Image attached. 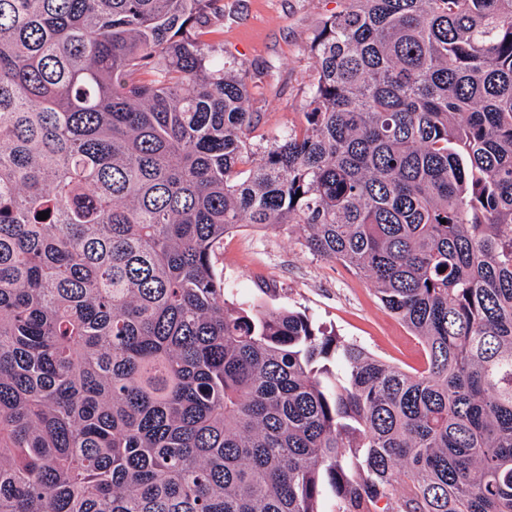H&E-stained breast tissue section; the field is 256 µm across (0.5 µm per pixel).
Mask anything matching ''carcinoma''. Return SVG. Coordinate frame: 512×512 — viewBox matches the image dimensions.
Masks as SVG:
<instances>
[{"mask_svg": "<svg viewBox=\"0 0 512 512\" xmlns=\"http://www.w3.org/2000/svg\"><path fill=\"white\" fill-rule=\"evenodd\" d=\"M217 2L0 0V512H512V0H347L259 159ZM242 224L421 368L228 301Z\"/></svg>", "mask_w": 512, "mask_h": 512, "instance_id": "1", "label": "carcinoma"}]
</instances>
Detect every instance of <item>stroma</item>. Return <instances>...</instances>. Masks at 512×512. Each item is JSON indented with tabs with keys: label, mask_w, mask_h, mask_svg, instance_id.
<instances>
[{
	"label": "stroma",
	"mask_w": 512,
	"mask_h": 512,
	"mask_svg": "<svg viewBox=\"0 0 512 512\" xmlns=\"http://www.w3.org/2000/svg\"><path fill=\"white\" fill-rule=\"evenodd\" d=\"M224 57L249 70L251 134L263 155L275 134L302 119L312 66L309 42L341 0H222ZM235 297L303 311L345 340L403 369L421 367L422 347L383 308L369 283L305 248L297 236L245 224L224 238L213 258Z\"/></svg>",
	"instance_id": "1"
}]
</instances>
